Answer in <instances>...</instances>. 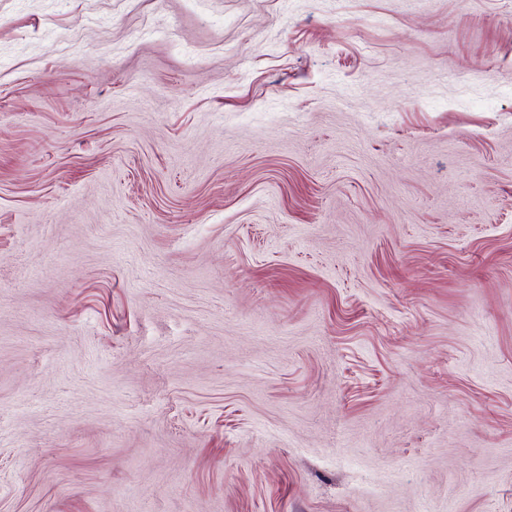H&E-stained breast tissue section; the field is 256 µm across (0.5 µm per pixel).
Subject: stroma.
<instances>
[{"mask_svg":"<svg viewBox=\"0 0 512 512\" xmlns=\"http://www.w3.org/2000/svg\"><path fill=\"white\" fill-rule=\"evenodd\" d=\"M0 512H512V0H0Z\"/></svg>","mask_w":512,"mask_h":512,"instance_id":"35a3bbf8","label":"stroma"}]
</instances>
